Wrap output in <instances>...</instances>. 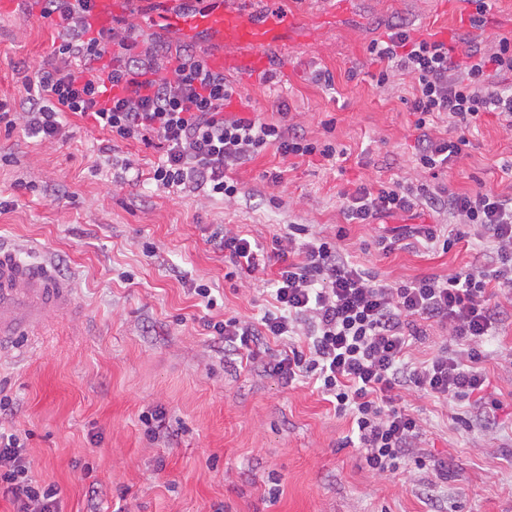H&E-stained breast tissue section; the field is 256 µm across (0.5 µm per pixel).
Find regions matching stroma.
<instances>
[{"mask_svg":"<svg viewBox=\"0 0 512 512\" xmlns=\"http://www.w3.org/2000/svg\"><path fill=\"white\" fill-rule=\"evenodd\" d=\"M251 16L291 15L315 35H293L267 49L275 82L226 72L238 96L233 111L271 118L285 106L308 139H324L326 121L345 158L282 160L265 153L233 171L242 195L232 203L180 197L147 180L160 150L117 143L92 118H72V138L42 143L24 131L0 132V246L22 260L44 262L68 278L76 314L54 316L11 354L0 353V385L14 400L8 419L26 431L29 476L59 491L60 512H512V299L494 293L504 312L482 364L485 400L496 402L493 433L481 432L471 403L451 404L412 392L399 406L422 420L424 469L386 476L370 471L347 446L348 418L313 385L285 383L260 362L241 363L206 320L258 318L270 309L262 281L227 279L231 266L210 242L213 225L235 224L268 243L290 224L335 236L339 246L382 282L466 271L478 245L464 238L448 252L374 241L393 230L438 224L426 208L373 224H346L340 192L359 184L418 178L417 132L403 101L408 78L378 88L366 46L392 25L414 36L469 32L468 0H250ZM148 0H126L122 18L147 33L218 52L219 47L151 24ZM36 0L0 10V98L23 94L17 62L37 69L55 34ZM330 71L332 88L313 83ZM144 173L137 184L113 181V157ZM512 157V129L483 115L462 157L438 181L467 191L484 186L512 195L500 165ZM280 169L282 185L263 180ZM37 194L16 195L15 181ZM212 287L215 309L201 304L195 285ZM162 413L150 432L145 416ZM447 478H436L435 467ZM279 488L269 503L270 488Z\"/></svg>","mask_w":512,"mask_h":512,"instance_id":"1","label":"stroma"}]
</instances>
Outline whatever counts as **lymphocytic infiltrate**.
I'll list each match as a JSON object with an SVG mask.
<instances>
[{
	"mask_svg": "<svg viewBox=\"0 0 512 512\" xmlns=\"http://www.w3.org/2000/svg\"><path fill=\"white\" fill-rule=\"evenodd\" d=\"M57 41L37 71L18 63L26 96L0 99V130H16L53 143L71 137L70 117L89 116L115 141L138 142L163 152L150 178L157 189L234 202L241 194L237 167L271 152L282 159L344 157L335 140L308 139L287 112L267 121L230 112L236 95L206 50L171 47L128 24L89 34L90 0H44ZM366 52L379 66L377 87L395 75L411 80L406 103L418 130L416 167H451L468 146V130L482 115L496 114L512 127V37L491 47L478 38L456 48L413 36L403 25L371 40ZM448 120L454 135L442 133ZM347 223L370 224L425 206L448 212L468 226L482 248L470 269L445 277L426 275L400 284L380 283L360 269L335 240L289 225L263 245L227 224L215 233L234 275L255 278L261 252L277 269L268 284L272 308L258 319L230 316L213 322L224 349L254 358L268 339L303 337L305 349L271 355L268 375L286 382L312 381L335 401L337 415L352 421V435L367 466L380 475L423 469L422 425L397 406L396 393L412 391L459 403L485 388V343L495 336L502 312L490 289L512 294V196L487 190L460 192L441 184L393 180L357 185L343 194ZM452 338L424 361L411 356L421 322ZM21 433L0 427V488L17 512H56L57 490L32 483Z\"/></svg>",
	"mask_w": 512,
	"mask_h": 512,
	"instance_id": "1",
	"label": "lymphocytic infiltrate"
}]
</instances>
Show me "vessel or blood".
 Instances as JSON below:
<instances>
[{
    "label": "vessel or blood",
    "instance_id": "1",
    "mask_svg": "<svg viewBox=\"0 0 512 512\" xmlns=\"http://www.w3.org/2000/svg\"><path fill=\"white\" fill-rule=\"evenodd\" d=\"M122 0H91L86 21L93 30L110 29ZM155 22L223 44L253 46V54L230 59L216 55L215 70L225 66L260 71L266 65L265 47L276 45L287 29L297 26L290 16H273L261 22L247 19L229 8L226 0H202L197 11L170 9L154 17ZM76 310L70 282L43 264L20 259L13 251L0 247V348L11 347L25 338L37 336L55 315Z\"/></svg>",
    "mask_w": 512,
    "mask_h": 512
}]
</instances>
